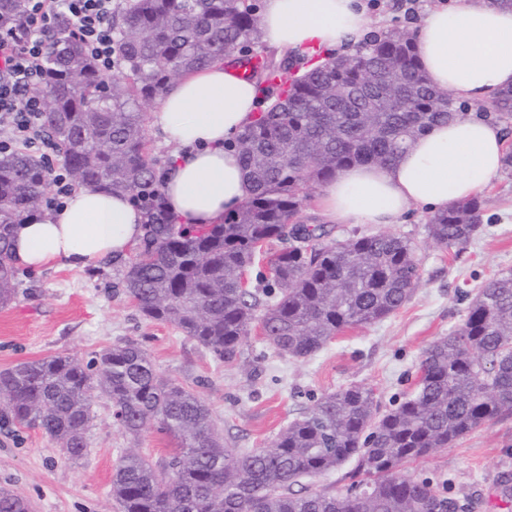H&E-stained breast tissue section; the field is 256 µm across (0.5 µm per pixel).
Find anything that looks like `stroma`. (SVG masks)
Returning <instances> with one entry per match:
<instances>
[{"instance_id": "obj_1", "label": "stroma", "mask_w": 512, "mask_h": 512, "mask_svg": "<svg viewBox=\"0 0 512 512\" xmlns=\"http://www.w3.org/2000/svg\"><path fill=\"white\" fill-rule=\"evenodd\" d=\"M482 199L479 233L448 250L430 241L426 216L417 211L398 224L336 225L339 237L385 231L410 239L421 285L394 314L344 330L309 359L278 355L254 332L233 361L217 360L173 326L143 318L122 291L124 265L106 260L81 270H19L15 301L0 308V370L56 354L87 359L135 341L160 376L203 397L233 448L270 447L289 421L342 386L373 389L381 409L389 410L413 390L423 351L459 326L485 283L512 272V172L501 171ZM91 415L89 447L76 461L39 430L1 426L0 488L24 496L32 512H118L110 485L119 454L136 447L159 466L177 442L151 427L131 438L101 396L93 397ZM402 472L432 480L444 495L472 504V512H507L497 486L512 476V414L405 464Z\"/></svg>"}]
</instances>
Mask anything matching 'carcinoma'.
Segmentation results:
<instances>
[{
  "mask_svg": "<svg viewBox=\"0 0 512 512\" xmlns=\"http://www.w3.org/2000/svg\"><path fill=\"white\" fill-rule=\"evenodd\" d=\"M25 0H0V25ZM112 73L86 55L71 22L53 35L41 83L46 130L74 186L143 200L145 234L122 288L150 321L171 324L220 361L252 329L279 355L307 359L349 327L398 311L421 284L415 247L389 233L332 237L301 220L313 185L359 163L388 165L433 124L462 111L419 71L414 33L393 29L347 57L317 64L304 52L263 62L265 107L237 139L249 198L218 224L185 225L164 206L146 134L147 104L184 73L234 58L260 42L256 0H124L112 14ZM492 120L512 133V89ZM48 171L22 152L0 154V307L16 297L13 226L37 212ZM476 196L429 217L428 236L467 244L483 224ZM260 268L262 287L246 288ZM99 393L117 425L138 436L149 424L179 447L158 468L136 448L112 474L119 512H448L456 500L426 479L399 473L512 414V273L490 279L463 322L425 349L418 381L394 409L349 385L323 395L270 448H231L203 398L160 378L149 353L119 342L88 361L51 355L0 370V421L40 430L70 460L87 448L90 401ZM352 461L342 492L293 486ZM30 504L0 488V512Z\"/></svg>",
  "mask_w": 512,
  "mask_h": 512,
  "instance_id": "carcinoma-1",
  "label": "carcinoma"
}]
</instances>
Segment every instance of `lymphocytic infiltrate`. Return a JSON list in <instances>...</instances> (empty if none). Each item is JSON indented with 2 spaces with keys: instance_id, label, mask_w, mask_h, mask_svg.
<instances>
[{
  "instance_id": "1",
  "label": "lymphocytic infiltrate",
  "mask_w": 512,
  "mask_h": 512,
  "mask_svg": "<svg viewBox=\"0 0 512 512\" xmlns=\"http://www.w3.org/2000/svg\"><path fill=\"white\" fill-rule=\"evenodd\" d=\"M113 0H26L23 21L0 27V153L48 146L43 101L34 83L43 74L47 31L67 15L98 68H112Z\"/></svg>"
}]
</instances>
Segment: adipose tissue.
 Returning a JSON list of instances; mask_svg holds the SVG:
<instances>
[{
  "label": "adipose tissue",
  "mask_w": 512,
  "mask_h": 512,
  "mask_svg": "<svg viewBox=\"0 0 512 512\" xmlns=\"http://www.w3.org/2000/svg\"><path fill=\"white\" fill-rule=\"evenodd\" d=\"M370 26L362 0H263L261 39L278 50L321 46L346 53ZM420 65L459 102L489 106L512 86V11L487 0H452L418 25ZM249 81L217 62L181 76L156 102L152 125L184 145L165 185L169 211L185 224H215L239 208L251 186L234 147L257 116ZM512 141L501 125L467 112L421 135L395 163L355 164L321 187L333 224H394L410 210L434 214L471 199L502 170ZM128 195L79 188L51 213L15 225L13 263L28 271L83 269L127 259L143 236Z\"/></svg>",
  "instance_id": "ef3b65f1"
}]
</instances>
